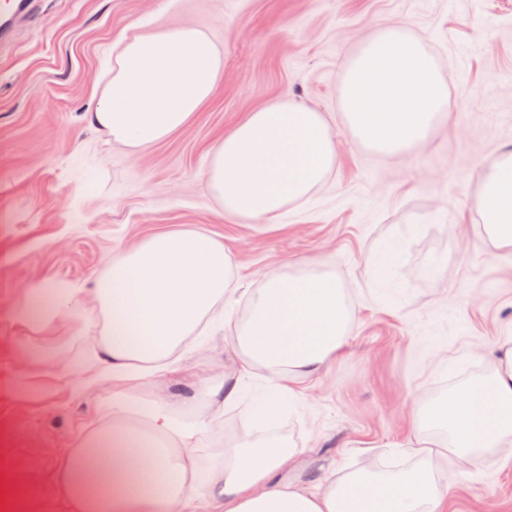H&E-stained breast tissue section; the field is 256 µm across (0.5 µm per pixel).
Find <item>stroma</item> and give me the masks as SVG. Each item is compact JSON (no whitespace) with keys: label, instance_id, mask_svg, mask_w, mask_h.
Instances as JSON below:
<instances>
[{"label":"stroma","instance_id":"35a3bbf8","mask_svg":"<svg viewBox=\"0 0 512 512\" xmlns=\"http://www.w3.org/2000/svg\"><path fill=\"white\" fill-rule=\"evenodd\" d=\"M422 43L451 100L423 146L383 154L346 128L342 85L350 58L395 22ZM191 25L222 60L210 100L182 129L131 153L89 126L121 35ZM322 112L337 161L277 223L230 221L204 171L216 143L248 112L274 101ZM512 150V0H40L0 42V307L18 283L47 278L89 289L123 248L200 228L238 266L234 304L246 315L270 261L335 255L329 272L356 311L348 354L309 382L301 408L281 407L276 435L297 448L293 479L323 472L389 475L416 467L404 449L411 402L427 405L488 379L487 356L512 329V269L486 260L477 191ZM448 217L435 220L440 208ZM401 224L421 230L402 255L396 310L375 298L382 243ZM0 319V378L17 345L61 340ZM262 376L216 416L197 456L263 436L254 412ZM99 399L64 380L28 399H0V471L27 462L26 512H63L49 491L57 448L98 416ZM506 451L448 457L449 512H512Z\"/></svg>","mask_w":512,"mask_h":512}]
</instances>
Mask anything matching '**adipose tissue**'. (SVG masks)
<instances>
[{"label": "adipose tissue", "instance_id": "ef3b65f1", "mask_svg": "<svg viewBox=\"0 0 512 512\" xmlns=\"http://www.w3.org/2000/svg\"><path fill=\"white\" fill-rule=\"evenodd\" d=\"M91 126L139 150L185 126L210 98L221 59L207 35L178 26L124 37ZM336 164L332 130L317 110L278 101L250 113L218 143L206 171L229 219L274 221L304 200ZM479 217L495 260L512 265V151L482 177ZM420 227L384 241L378 275L396 294L395 268ZM327 254L295 270L269 266L246 317L227 301L236 271L222 242L200 230L154 235L115 256L88 298L50 281H26L8 320L65 342L40 352L19 347L20 376L57 371L75 396L104 394L102 415L55 458L51 484L66 512H448L449 452L512 447V333L489 361L490 377L443 402L414 405L407 448L422 464L382 478L337 480L323 474L297 485L287 478L295 450L271 434L225 449L201 469L196 447L242 381L268 370L282 400L320 375L349 343L355 311L326 269ZM103 319L93 331L86 318ZM233 332L241 364L209 375L193 396L159 393L161 380Z\"/></svg>", "mask_w": 512, "mask_h": 512}]
</instances>
